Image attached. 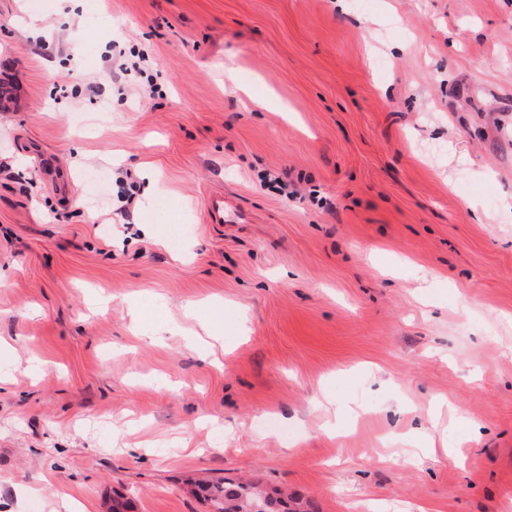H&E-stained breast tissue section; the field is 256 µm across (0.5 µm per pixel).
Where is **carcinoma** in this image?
Returning a JSON list of instances; mask_svg holds the SVG:
<instances>
[{
  "mask_svg": "<svg viewBox=\"0 0 512 512\" xmlns=\"http://www.w3.org/2000/svg\"><path fill=\"white\" fill-rule=\"evenodd\" d=\"M200 499L211 512H308L310 502L269 492L253 480L219 478L199 485Z\"/></svg>",
  "mask_w": 512,
  "mask_h": 512,
  "instance_id": "cac0c4a2",
  "label": "carcinoma"
}]
</instances>
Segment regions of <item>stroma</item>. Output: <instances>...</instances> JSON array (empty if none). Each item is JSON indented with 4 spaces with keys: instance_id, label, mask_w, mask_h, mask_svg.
<instances>
[{
    "instance_id": "1",
    "label": "stroma",
    "mask_w": 512,
    "mask_h": 512,
    "mask_svg": "<svg viewBox=\"0 0 512 512\" xmlns=\"http://www.w3.org/2000/svg\"><path fill=\"white\" fill-rule=\"evenodd\" d=\"M0 87V512H512V0H0ZM200 499L213 508L211 512H308L310 502L290 497L295 508L288 504V494L269 492L253 480L219 478L198 486Z\"/></svg>"
}]
</instances>
